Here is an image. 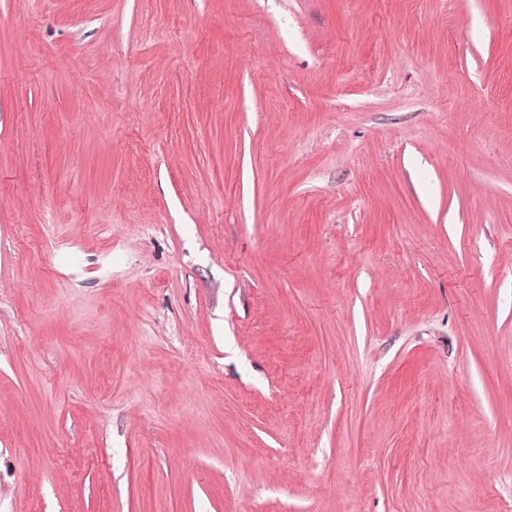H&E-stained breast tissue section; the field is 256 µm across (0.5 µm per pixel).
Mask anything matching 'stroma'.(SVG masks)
Returning a JSON list of instances; mask_svg holds the SVG:
<instances>
[{
    "mask_svg": "<svg viewBox=\"0 0 512 512\" xmlns=\"http://www.w3.org/2000/svg\"><path fill=\"white\" fill-rule=\"evenodd\" d=\"M0 512H512V0H0Z\"/></svg>",
    "mask_w": 512,
    "mask_h": 512,
    "instance_id": "1",
    "label": "stroma"
}]
</instances>
